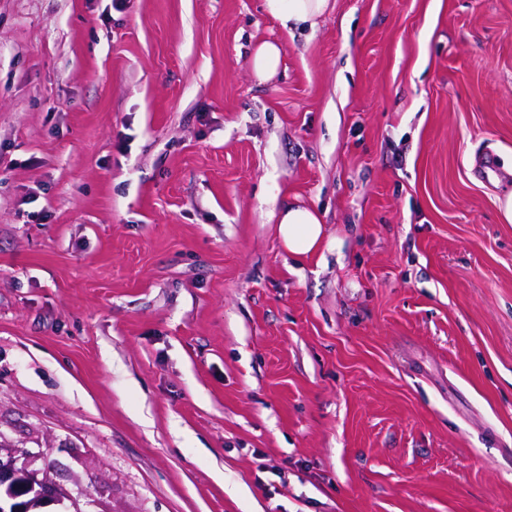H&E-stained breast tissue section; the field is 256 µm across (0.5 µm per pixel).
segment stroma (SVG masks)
Returning a JSON list of instances; mask_svg holds the SVG:
<instances>
[{
	"mask_svg": "<svg viewBox=\"0 0 512 512\" xmlns=\"http://www.w3.org/2000/svg\"><path fill=\"white\" fill-rule=\"evenodd\" d=\"M511 164L512 0H0V442L51 512H512ZM265 9L286 29H314L329 8V0H264ZM282 50L280 45L272 41H263L256 45L252 57L254 75L260 81L272 79L278 72ZM270 218L278 224V236L289 253L306 256L320 248L324 227L317 211L288 204L278 213H271Z\"/></svg>",
	"mask_w": 512,
	"mask_h": 512,
	"instance_id": "stroma-1",
	"label": "stroma"
}]
</instances>
